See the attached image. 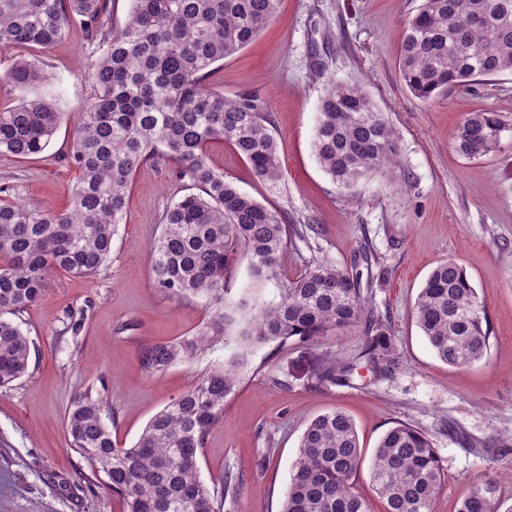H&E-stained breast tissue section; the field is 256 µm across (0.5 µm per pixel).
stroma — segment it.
<instances>
[{"label": "stroma", "mask_w": 512, "mask_h": 512, "mask_svg": "<svg viewBox=\"0 0 512 512\" xmlns=\"http://www.w3.org/2000/svg\"><path fill=\"white\" fill-rule=\"evenodd\" d=\"M421 0H281L268 27L219 63L213 88L258 94L275 130L282 177L259 181L227 144L209 163L243 194L297 225L281 260V282L322 262L361 273L369 309L387 320L394 362L376 375L359 352L366 326L335 329L323 351L356 362L349 380L312 385L296 367L300 348L269 342L250 348L224 416L198 453L202 479L215 488L237 476L223 512H280L307 423L342 408L373 451L399 423L424 432L444 479L435 512H457L473 483L491 477L512 503V74L423 102L399 68L405 24ZM91 47L81 23L36 57L53 77L61 111L73 113L94 89L84 80ZM336 83L370 94L399 137L400 162L344 189L319 166L313 136L320 100ZM473 112H494L509 127L498 148L467 158L452 134ZM72 138L62 122L50 146L25 160L0 156V185L48 209L65 207L77 172L63 154ZM176 189L159 156L136 171L126 215L106 267L96 276L57 273L41 300L15 316L31 341L26 376L0 388V512H124L70 446L66 414L85 392L102 396L113 442L131 447L150 418L234 356L236 337L186 361L149 372L142 354L191 337L207 320L203 300L179 299L156 284L151 242ZM466 271L484 303L489 346L467 367L441 362L412 316L433 268L446 259ZM281 282L267 283L266 300Z\"/></svg>", "instance_id": "1"}]
</instances>
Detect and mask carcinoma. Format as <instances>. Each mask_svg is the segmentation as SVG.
Returning <instances> with one entry per match:
<instances>
[{
	"instance_id": "cac0c4a2",
	"label": "carcinoma",
	"mask_w": 512,
	"mask_h": 512,
	"mask_svg": "<svg viewBox=\"0 0 512 512\" xmlns=\"http://www.w3.org/2000/svg\"><path fill=\"white\" fill-rule=\"evenodd\" d=\"M118 24L112 0H0V50L13 54L5 81L28 92L0 108V155L27 159L42 153L63 116L57 96L34 58L60 41L75 20L94 46L85 80L93 99L75 113L68 162L79 172L63 210L11 198L0 188V387L28 373L31 342L10 316L42 297L56 272L92 277L106 266L122 223L136 170L162 155L187 192L172 200L150 251L158 286L204 300L209 319L179 343L143 352L150 372L223 339L231 330L244 346L295 341L307 381L320 385L350 375L336 356L313 347L329 331L369 323L363 352L373 362L391 353L389 326L365 316L361 276L319 263L281 289L277 302L260 290L279 276L290 225L281 211L242 193L208 162L209 146L230 145L263 182L282 176L273 127L261 97H232L209 87L214 65L245 48L269 24L280 0H132ZM479 15L480 23L472 22ZM400 69L410 92L428 100L478 77L512 71V0H422L406 25ZM505 127L493 112H472L454 135L468 158L497 148ZM313 146L333 182L349 188L398 163L394 129L359 85L337 83L321 98ZM247 259L251 288L229 297L239 260ZM416 325L438 358L451 367L484 358L489 346L485 307L463 268L441 262L412 306ZM246 353L202 377L157 412L129 448H118L104 419L103 401L86 392L70 407L73 448L104 475L125 512H216L215 492L199 475L198 453L224 416ZM364 459L357 426L336 408L313 418L303 432L280 512H372L354 491ZM441 460L420 431L399 424L379 440L371 479L383 512H434ZM497 482L480 480L458 512H512Z\"/></svg>"
}]
</instances>
